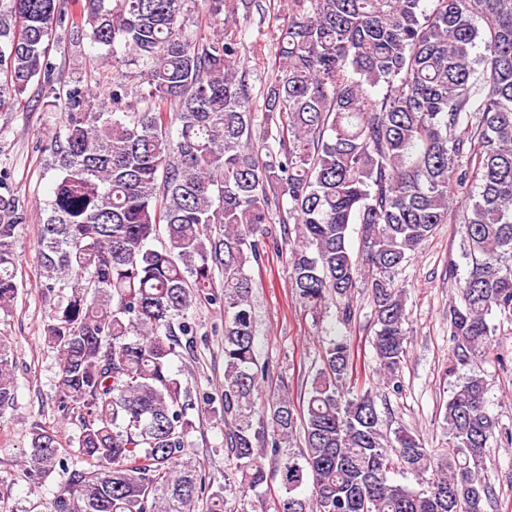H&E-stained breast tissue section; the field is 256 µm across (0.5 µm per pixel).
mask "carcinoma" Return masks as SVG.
I'll list each match as a JSON object with an SVG mask.
<instances>
[{
  "mask_svg": "<svg viewBox=\"0 0 512 512\" xmlns=\"http://www.w3.org/2000/svg\"><path fill=\"white\" fill-rule=\"evenodd\" d=\"M79 2L82 36L145 65L141 110L122 111L120 78L99 106L85 85L54 88L57 0H12L0 12V106L38 78L64 109L37 244L40 286L57 296L44 341L79 435L50 512H227L225 492L261 488L268 457L277 512H485L484 462L500 425L477 359L495 332L490 317L512 318V0H430L428 9L424 0H288L259 123L237 15L262 12L261 0H203L205 24L194 30L185 22L198 0ZM479 39L486 54L474 56ZM478 66L480 85L470 82ZM20 220L16 198L0 193L6 316L20 288ZM450 221L468 260L460 304L448 307V368L469 370L443 417L456 455L383 429L373 392L350 390L344 337L324 347L302 406L286 386L261 400L269 366L256 355L249 268L271 225H294L283 235L303 304L335 295L349 321L364 279L376 372L389 383L407 353L395 271ZM161 235L162 248H151ZM202 302L224 309V391L211 413L224 422L231 470L208 495L188 454L192 403L171 370L177 349L193 344L188 312ZM15 369L0 338V411L14 404ZM30 448L36 479L65 467L57 432L34 429ZM397 468L423 488L392 480Z\"/></svg>",
  "mask_w": 512,
  "mask_h": 512,
  "instance_id": "carcinoma-1",
  "label": "carcinoma"
}]
</instances>
